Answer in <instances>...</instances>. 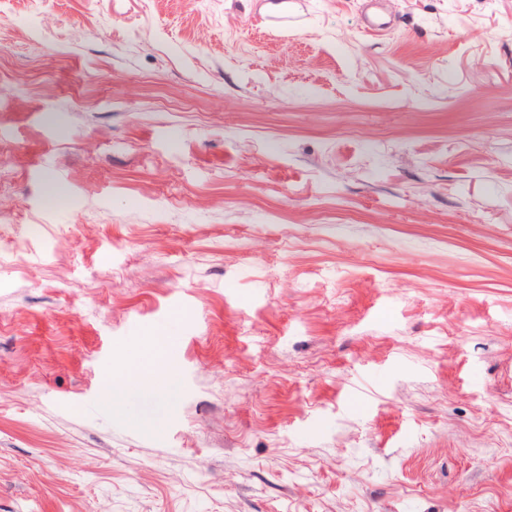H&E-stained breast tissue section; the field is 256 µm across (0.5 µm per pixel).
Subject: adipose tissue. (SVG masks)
<instances>
[{
	"label": "adipose tissue",
	"mask_w": 512,
	"mask_h": 512,
	"mask_svg": "<svg viewBox=\"0 0 512 512\" xmlns=\"http://www.w3.org/2000/svg\"><path fill=\"white\" fill-rule=\"evenodd\" d=\"M167 350L165 337H157L151 346L134 357L121 371L114 373L103 392V401L120 406L135 396H149L159 376L175 373L173 364L163 362Z\"/></svg>",
	"instance_id": "1"
}]
</instances>
